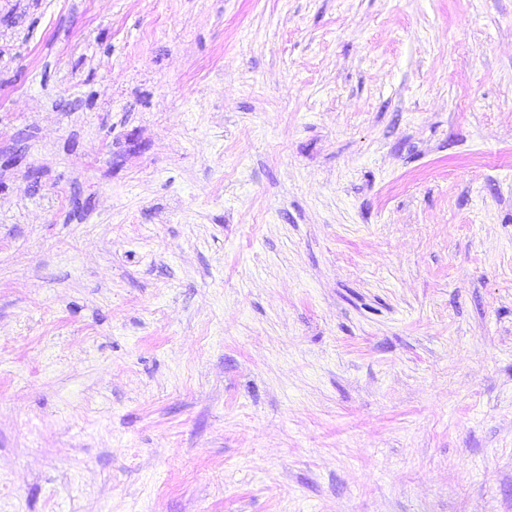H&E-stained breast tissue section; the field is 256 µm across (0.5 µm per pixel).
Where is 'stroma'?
Masks as SVG:
<instances>
[{"instance_id":"stroma-1","label":"stroma","mask_w":512,"mask_h":512,"mask_svg":"<svg viewBox=\"0 0 512 512\" xmlns=\"http://www.w3.org/2000/svg\"><path fill=\"white\" fill-rule=\"evenodd\" d=\"M0 512H512V0H0Z\"/></svg>"}]
</instances>
